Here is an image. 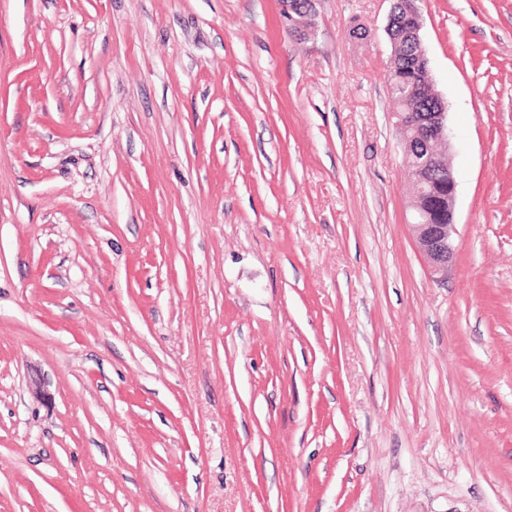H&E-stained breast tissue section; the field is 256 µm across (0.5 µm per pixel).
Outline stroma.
I'll return each mask as SVG.
<instances>
[{"instance_id":"35a3bbf8","label":"stroma","mask_w":512,"mask_h":512,"mask_svg":"<svg viewBox=\"0 0 512 512\" xmlns=\"http://www.w3.org/2000/svg\"><path fill=\"white\" fill-rule=\"evenodd\" d=\"M0 0V512H512V0ZM410 0H393L392 16V49L393 67L390 79V93L397 110L394 112L395 123L400 134L413 126L407 124L406 112H411L410 118L417 125L420 119L419 112H425L424 120L420 122L424 134L438 142H448L449 133L447 124V103L436 91L433 80L430 84L436 101V110L430 111V86L425 70L418 64L419 47L423 53L422 59L427 66L429 60L422 47L421 29L423 27L422 15L415 3V23L411 27ZM410 36L419 47L407 35ZM403 147L406 154L407 172L414 185H420L417 175L428 177L430 180L420 186V190L413 198L412 209L417 224H411L423 252L428 257L434 273L444 275L448 272L453 252V235L456 233L455 199L457 194V181L449 164L441 173H426L423 161L426 158L425 148L420 138L413 132L404 131L402 135ZM432 166L445 165L438 154L426 158ZM447 205L436 203L438 196H447Z\"/></svg>"}]
</instances>
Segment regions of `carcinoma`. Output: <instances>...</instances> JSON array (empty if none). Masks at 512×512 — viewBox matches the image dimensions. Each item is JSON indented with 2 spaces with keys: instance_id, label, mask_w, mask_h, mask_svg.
Instances as JSON below:
<instances>
[{
  "instance_id": "carcinoma-1",
  "label": "carcinoma",
  "mask_w": 512,
  "mask_h": 512,
  "mask_svg": "<svg viewBox=\"0 0 512 512\" xmlns=\"http://www.w3.org/2000/svg\"><path fill=\"white\" fill-rule=\"evenodd\" d=\"M410 0H393L391 9L393 36V67L390 93L397 111L410 113L413 123H418L420 113L430 111V86L425 70L418 64L419 47L407 35L411 27ZM406 154L407 172L420 190L413 198L412 209L415 221L421 224L448 223L447 206L436 200L447 196L448 169L431 174L426 172L423 161L425 148L420 138L406 131L402 135Z\"/></svg>"
}]
</instances>
